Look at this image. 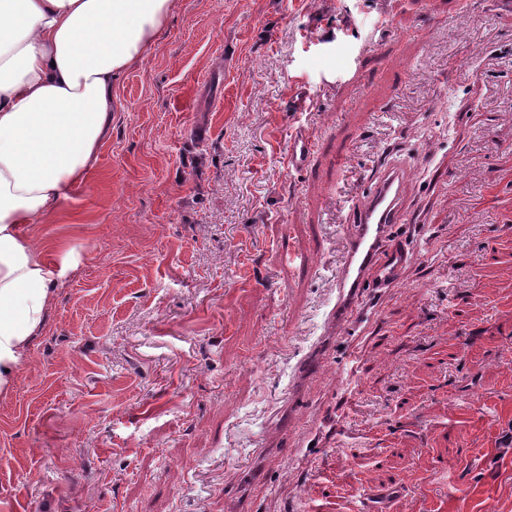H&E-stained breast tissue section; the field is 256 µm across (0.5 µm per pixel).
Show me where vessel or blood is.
<instances>
[{
	"label": "vessel or blood",
	"mask_w": 512,
	"mask_h": 512,
	"mask_svg": "<svg viewBox=\"0 0 512 512\" xmlns=\"http://www.w3.org/2000/svg\"><path fill=\"white\" fill-rule=\"evenodd\" d=\"M312 152L311 134L296 131L288 141L289 166L305 167ZM408 179L407 171L389 168L370 191L346 198L339 234L340 258L332 277L334 297L320 339L293 367L296 379L321 372L330 340L360 314L370 294L396 286L402 270L415 259V252L392 234Z\"/></svg>",
	"instance_id": "vessel-or-blood-1"
}]
</instances>
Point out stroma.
<instances>
[{
	"label": "stroma",
	"mask_w": 512,
	"mask_h": 512,
	"mask_svg": "<svg viewBox=\"0 0 512 512\" xmlns=\"http://www.w3.org/2000/svg\"><path fill=\"white\" fill-rule=\"evenodd\" d=\"M112 98L33 229L76 267L0 396V512H512V8L179 0ZM389 166L421 255L261 447L328 310L344 196ZM313 137L305 130H298L288 140V167H306L313 152Z\"/></svg>",
	"instance_id": "35a3bbf8"
}]
</instances>
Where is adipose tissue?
<instances>
[{
  "label": "adipose tissue",
  "mask_w": 512,
  "mask_h": 512,
  "mask_svg": "<svg viewBox=\"0 0 512 512\" xmlns=\"http://www.w3.org/2000/svg\"><path fill=\"white\" fill-rule=\"evenodd\" d=\"M177 0H0V395L41 333L73 251L31 233L85 180L112 86Z\"/></svg>",
  "instance_id": "1"
}]
</instances>
